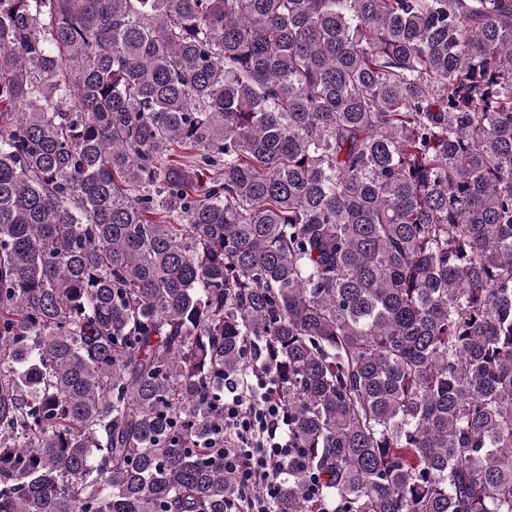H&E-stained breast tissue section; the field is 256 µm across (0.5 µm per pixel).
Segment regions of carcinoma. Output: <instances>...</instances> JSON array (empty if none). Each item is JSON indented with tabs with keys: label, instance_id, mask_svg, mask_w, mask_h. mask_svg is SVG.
Instances as JSON below:
<instances>
[{
	"label": "carcinoma",
	"instance_id": "1",
	"mask_svg": "<svg viewBox=\"0 0 512 512\" xmlns=\"http://www.w3.org/2000/svg\"><path fill=\"white\" fill-rule=\"evenodd\" d=\"M256 370L273 512H512V0H0V512H224ZM271 385L268 374L250 383L224 378V467L238 483L225 512H272L280 476L296 459L288 407L269 396Z\"/></svg>",
	"mask_w": 512,
	"mask_h": 512
}]
</instances>
